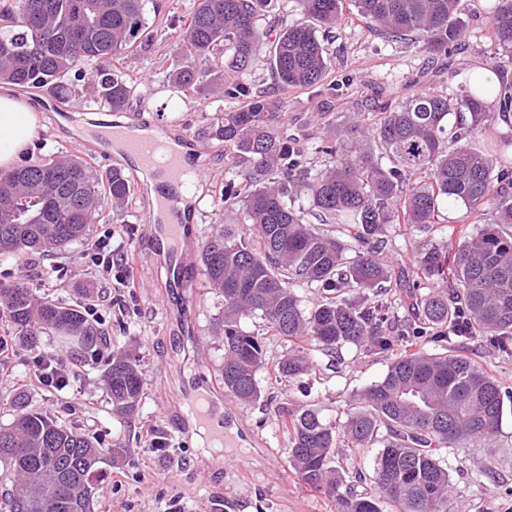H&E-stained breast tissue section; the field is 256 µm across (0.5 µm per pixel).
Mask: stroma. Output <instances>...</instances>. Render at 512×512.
Wrapping results in <instances>:
<instances>
[{"label":"stroma","instance_id":"1","mask_svg":"<svg viewBox=\"0 0 512 512\" xmlns=\"http://www.w3.org/2000/svg\"><path fill=\"white\" fill-rule=\"evenodd\" d=\"M146 18L153 31L147 45L131 48L117 67L134 93L122 118L142 127H167L171 134L198 142L195 167L203 193L195 196L194 222L200 238H207L223 223H244L243 211L225 213L219 203L227 181L239 177L224 155L223 141L210 129L224 113L237 107L235 100L215 95L175 92L168 70L181 62L174 52L176 25L196 9L198 0H155ZM492 0H462L465 36L454 64L418 49L413 38L378 35L358 18L345 19L327 30L331 57L330 82L336 94L322 88L292 90L284 123L303 129L309 145L323 137L329 114L344 121L367 119L376 102L398 103L418 88L459 92L473 66L490 64L499 51L490 38L489 8ZM40 111L41 128L35 140L43 147L70 153L71 124L89 119L88 96L81 93L59 99L29 91ZM151 202L147 184L133 190L128 202L111 212L116 254L134 257L136 285L128 288L98 276L78 260L85 243L46 257L20 260L0 255V272L26 262L36 293L70 299L84 288L96 294L94 304L104 320L106 343L96 344L81 359L64 393L36 387L20 388L18 380L28 370V352L19 351L9 368L0 370V396L25 393L31 406L59 421L77 424L82 432L99 439L107 449L125 448L122 457L107 452L99 465L101 478L93 499L94 512H336V504L299 478L289 457L288 436L281 428L278 409L302 407L327 422H343L346 401L383 378L390 362L386 353L344 345L338 358L325 356L314 343L303 346L311 362L308 372L291 379L279 377L276 363L291 349L287 340L264 339L266 364L258 373L262 397L246 404L224 388V339L217 324L224 315V301L210 288L204 273H197L189 291L193 298V327L184 329L180 301L166 287V275L146 246L147 209ZM448 223L430 233L401 230L392 240L387 260L395 273L411 270L413 251L426 242L448 243L452 222L464 221L469 231L483 223L481 215L448 211ZM65 269L56 279L55 269ZM130 352L139 360L144 395L134 415L115 417L104 382L106 360L112 350ZM193 378L205 382L208 393L224 404L227 413L244 415L236 431L245 454L232 463L213 446L209 434L185 432L184 404L176 392ZM157 427L167 439L165 448L151 452L147 427ZM381 443L361 448H339L333 458L346 482L358 493L374 490L373 468ZM452 490L448 512H512V409L491 439L467 442L444 458Z\"/></svg>","mask_w":512,"mask_h":512}]
</instances>
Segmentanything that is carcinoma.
<instances>
[{
	"mask_svg": "<svg viewBox=\"0 0 512 512\" xmlns=\"http://www.w3.org/2000/svg\"><path fill=\"white\" fill-rule=\"evenodd\" d=\"M267 0H200L180 26L176 51L186 64L169 73L185 93L221 92L240 102L224 113L213 134L241 180L224 185L220 204L237 205L251 228L226 224L206 242L202 262L211 288L224 298V389L245 403L261 398L257 379L264 346L241 326L259 316L265 331L291 343L313 342L328 356L349 343L391 351L384 377L347 401L340 428L309 411L281 408L291 462L300 479L336 502L337 512H448L450 475L443 455L462 441L498 432L505 412L499 381L457 348L475 337L512 358V169L463 143L450 124L463 112L487 129L512 111V84L486 85L448 95L421 90L377 112L371 130L349 125L325 135L318 152L328 163L310 177L303 134L284 125L288 90L327 87L329 57L317 36L351 13L387 37L415 36L422 51L448 57L460 49V0H299L301 18L277 33L259 26ZM491 35L512 56V0H496ZM148 37L145 0H0V83L43 89L65 97L64 78L83 61L99 68L90 85L112 110L128 107L131 88L112 61ZM277 85L258 90L236 80L268 41ZM458 146L448 150V142ZM303 187L309 211L288 204ZM119 172H101L88 160L37 153L0 170V254L62 250L84 240L93 224L110 221V204L127 200ZM489 212L480 230L444 248L421 246L413 258L406 298L415 321L396 319L381 258L391 231L404 224L426 231L448 223L443 207ZM336 225V234L311 220ZM325 293L310 311L300 308L297 284ZM0 329L19 331L21 349L40 352L38 336L56 331L76 357L105 335L86 317L82 300L66 303L36 295L29 275L0 273ZM432 343L434 350L425 348ZM294 349L275 370L282 377L308 371ZM112 411L130 416L143 396L135 357L114 352L106 369ZM13 419L0 427V465L13 476L0 512H90L106 452L84 433L59 423L17 397ZM388 438L374 467L375 495L342 491L332 457L340 446Z\"/></svg>",
	"mask_w": 512,
	"mask_h": 512,
	"instance_id": "1",
	"label": "carcinoma"
}]
</instances>
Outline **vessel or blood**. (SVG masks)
<instances>
[{"mask_svg": "<svg viewBox=\"0 0 512 512\" xmlns=\"http://www.w3.org/2000/svg\"><path fill=\"white\" fill-rule=\"evenodd\" d=\"M126 153L146 173L162 179L165 190L152 203L147 221L151 230L149 247L163 263L168 285L183 295L194 281L195 270L190 264L196 240L186 221L185 195L193 175L185 157L169 146L163 131L148 135H129ZM178 400L188 402L190 418L197 427L208 430L213 438L228 443L231 434L224 421V407L203 395L198 383L185 385L177 394Z\"/></svg>", "mask_w": 512, "mask_h": 512, "instance_id": "b4317fda", "label": "vessel or blood"}]
</instances>
